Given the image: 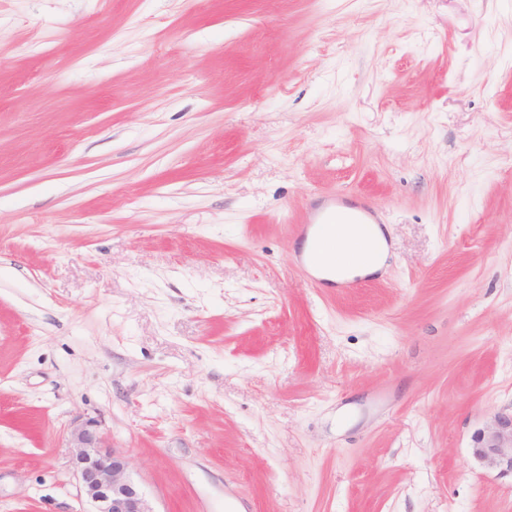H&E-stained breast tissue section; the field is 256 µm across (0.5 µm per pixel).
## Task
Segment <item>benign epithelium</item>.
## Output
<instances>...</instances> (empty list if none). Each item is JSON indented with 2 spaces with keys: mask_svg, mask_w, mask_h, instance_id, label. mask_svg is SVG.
Returning a JSON list of instances; mask_svg holds the SVG:
<instances>
[{
  "mask_svg": "<svg viewBox=\"0 0 512 512\" xmlns=\"http://www.w3.org/2000/svg\"><path fill=\"white\" fill-rule=\"evenodd\" d=\"M79 491L91 512H154L124 454L109 448L94 418L74 420L68 431ZM473 459L499 478H512V407L496 412L473 435Z\"/></svg>",
  "mask_w": 512,
  "mask_h": 512,
  "instance_id": "benign-epithelium-1",
  "label": "benign epithelium"
}]
</instances>
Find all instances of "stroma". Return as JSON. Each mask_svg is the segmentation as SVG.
<instances>
[{
	"label": "stroma",
	"instance_id": "1",
	"mask_svg": "<svg viewBox=\"0 0 512 512\" xmlns=\"http://www.w3.org/2000/svg\"><path fill=\"white\" fill-rule=\"evenodd\" d=\"M358 197L381 274L301 264ZM512 0H0V512H512ZM374 237L379 243V248L369 252L358 261L348 265H329L325 268L312 267V270L330 282H341L355 277L365 278L373 275L385 263L387 258L386 243L377 228L374 229ZM472 441L471 455L483 469L512 480V404L496 412ZM74 448L72 465L79 491L93 510L88 512H155L121 452L109 449L94 418L75 419L68 431Z\"/></svg>",
	"mask_w": 512,
	"mask_h": 512
}]
</instances>
